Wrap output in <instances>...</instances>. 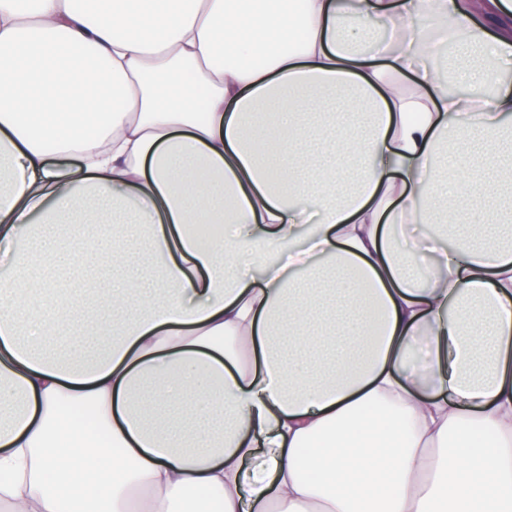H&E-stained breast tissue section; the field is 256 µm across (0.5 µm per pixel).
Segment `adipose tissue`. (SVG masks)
<instances>
[{
  "label": "adipose tissue",
  "mask_w": 512,
  "mask_h": 512,
  "mask_svg": "<svg viewBox=\"0 0 512 512\" xmlns=\"http://www.w3.org/2000/svg\"><path fill=\"white\" fill-rule=\"evenodd\" d=\"M92 4L0 0V512H512V0ZM63 214L112 288L28 280Z\"/></svg>",
  "instance_id": "obj_1"
}]
</instances>
